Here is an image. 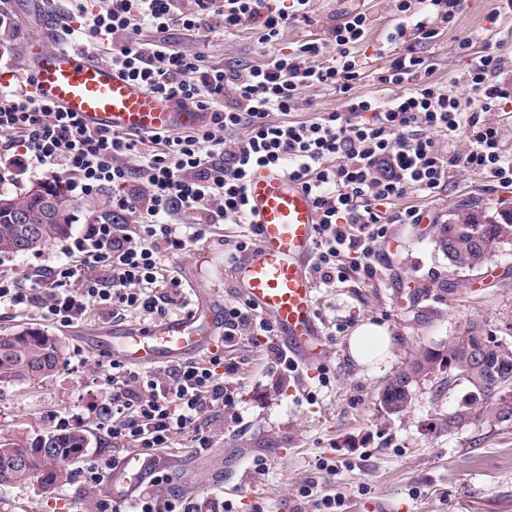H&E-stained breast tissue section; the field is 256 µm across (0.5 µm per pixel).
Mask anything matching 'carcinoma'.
Here are the masks:
<instances>
[{"instance_id":"obj_1","label":"carcinoma","mask_w":512,"mask_h":512,"mask_svg":"<svg viewBox=\"0 0 512 512\" xmlns=\"http://www.w3.org/2000/svg\"><path fill=\"white\" fill-rule=\"evenodd\" d=\"M41 194L28 191L16 194L0 193V254L38 252L49 243L65 237L73 224L76 203L63 189L61 181L39 183ZM61 206L48 216L46 198ZM455 223L436 225L441 252L448 256V266L458 271H479L491 259L499 225L478 221L472 213L457 209ZM66 346L59 338L37 327H26L13 333L0 334V382H26L45 378L63 363ZM417 376L440 375L442 384L452 386L457 376L465 375L468 391L458 407L448 414L441 427L457 429L484 419L497 425V398L512 390V343L492 334L477 322L467 330L448 337V342L435 348L420 350L408 364L407 371ZM406 371L397 373L385 385L388 402H402L398 415L411 408L413 392L401 379ZM87 447V437L79 430H55L33 439L0 442V486L25 484L34 479V471L43 465L40 449H52L55 467L45 468L47 480L60 485L67 480L63 465L80 455ZM21 455L31 457L28 466L16 464Z\"/></svg>"}]
</instances>
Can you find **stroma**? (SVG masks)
Wrapping results in <instances>:
<instances>
[{
  "label": "stroma",
  "instance_id": "stroma-1",
  "mask_svg": "<svg viewBox=\"0 0 512 512\" xmlns=\"http://www.w3.org/2000/svg\"><path fill=\"white\" fill-rule=\"evenodd\" d=\"M499 5V0H465L458 22L421 45L434 65V80L453 94L469 97L462 75L486 43L501 44L503 53L512 55V12L500 11ZM6 6L18 33L0 38V47L15 59L40 34L44 19L32 0H7ZM350 7L369 18L366 36L355 47L368 61L356 90L385 94L378 74L387 61L375 50L399 21L391 0H311L310 21L290 22L278 46L323 37ZM467 36L472 44L463 54L458 43ZM137 40L197 52L220 65L260 64L270 52L255 29L232 35L145 29ZM503 203L512 205V187L498 186L487 175L459 172L451 173L436 195L411 193L394 201L393 210L416 207L422 220L389 225L375 275L316 287L329 349L325 364L289 371L276 363L264 337L245 334L225 343L224 361L236 367L232 382L239 417H203L200 427L212 436L213 446L201 454L192 448L191 434L176 437L170 453L181 458L182 466L172 472L166 491L222 495L237 512H253L256 503L264 512H311L302 496L311 484L318 492L340 495L341 512H358L365 502L380 503L387 512H512V429L484 420L451 432L441 428L466 393V383L440 392L436 378H419L411 409L399 417L384 414L378 404L383 385L418 350L444 343L470 322L512 342V243L501 245L481 271L459 272L449 269L434 242L435 225L447 223L460 205L496 208ZM250 233L246 224L208 226L203 240L167 257L168 269L184 288L216 289L228 302L241 299L225 258L230 244ZM367 321L386 326L394 339L389 360L376 371L357 365L348 353L349 337ZM111 323L98 311L68 327L31 310L0 313V333L35 326L67 345L53 375L23 384L0 382V440L35 437L79 413L83 419L76 427L90 441L79 460L67 463L64 485L0 487V512H97L106 487L86 488L84 472L94 461L120 458L126 451L113 447L106 426L90 414L112 399L111 388L101 381L109 362L75 336ZM257 458L265 459L264 470H255ZM233 471L243 479L230 492L224 481Z\"/></svg>",
  "mask_w": 512,
  "mask_h": 512
}]
</instances>
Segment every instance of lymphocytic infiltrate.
Here are the masks:
<instances>
[{
    "mask_svg": "<svg viewBox=\"0 0 512 512\" xmlns=\"http://www.w3.org/2000/svg\"><path fill=\"white\" fill-rule=\"evenodd\" d=\"M310 0H296L288 13L280 0H108L105 9L67 29V40L108 46V62L150 92L209 113L194 130L130 136L85 127L73 113L28 92L0 89V157L16 168L38 166L70 177L81 193L111 189L106 217L63 245V260L30 266L23 277L0 271V308L40 309L67 327L90 308L117 318L137 313L150 323L185 309L186 291L171 276L164 256L185 251L207 224L250 221L246 183L258 168L287 173L303 183L318 214L313 275L323 283L345 282L376 271L388 225L416 224L412 208L393 214L389 206L407 193L436 192L450 172L487 174L512 186V148L495 116L512 103V60L487 49L464 73L471 95L451 94L433 77L417 49L455 24L461 0H393L403 23L386 35L377 55L390 60L378 79L393 88L387 97L359 94L365 60L354 47L365 36L368 18L343 13L326 38L309 39L285 53L275 44L290 17L306 18ZM243 27L261 32L272 51L259 65L214 66L204 56L136 42L145 27L166 32ZM345 92L343 109L293 119L307 88ZM280 121H271V113ZM462 137L441 149L438 135ZM153 150H146V143ZM200 213L203 225L183 231L177 216ZM272 336L276 330L249 303L224 307V338L242 332ZM103 382L112 388L109 404L95 414L110 420L113 447H171L176 434L193 431L198 452L213 446L201 432L211 412L236 417L222 350L193 360L136 370L109 363ZM155 475L129 505V512H234L232 502L172 493L155 496Z\"/></svg>",
    "mask_w": 512,
    "mask_h": 512,
    "instance_id": "obj_1",
    "label": "lymphocytic infiltrate"
}]
</instances>
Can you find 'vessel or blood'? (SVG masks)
<instances>
[{"instance_id":"obj_1","label":"vessel or blood","mask_w":512,"mask_h":512,"mask_svg":"<svg viewBox=\"0 0 512 512\" xmlns=\"http://www.w3.org/2000/svg\"><path fill=\"white\" fill-rule=\"evenodd\" d=\"M63 24L48 16L41 34L22 52L14 71H0V85L26 74L30 91L76 113L90 130L145 135L188 131L210 115L151 93L100 61L94 52L61 45ZM257 244L232 269L238 287L258 313L275 327L291 361L322 365L329 356L316 309L312 276L317 213L302 184L266 168L247 183ZM224 336V300L216 291L193 289L188 308L151 323L82 332L80 344L105 358L137 368L198 359ZM180 460L142 451L112 465L108 491L118 502L132 501L156 471L177 470Z\"/></svg>"}]
</instances>
